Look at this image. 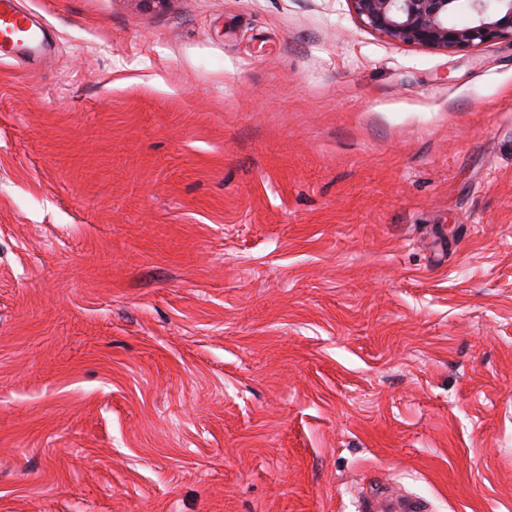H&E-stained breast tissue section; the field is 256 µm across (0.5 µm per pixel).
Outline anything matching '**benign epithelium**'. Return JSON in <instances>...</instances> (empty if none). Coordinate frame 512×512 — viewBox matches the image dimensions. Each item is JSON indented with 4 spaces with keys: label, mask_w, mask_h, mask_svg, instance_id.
<instances>
[{
    "label": "benign epithelium",
    "mask_w": 512,
    "mask_h": 512,
    "mask_svg": "<svg viewBox=\"0 0 512 512\" xmlns=\"http://www.w3.org/2000/svg\"><path fill=\"white\" fill-rule=\"evenodd\" d=\"M358 19L394 41L453 52L512 42V0H470V20L449 22L458 0H350Z\"/></svg>",
    "instance_id": "7a95c632"
}]
</instances>
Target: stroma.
<instances>
[{"label": "stroma", "instance_id": "stroma-1", "mask_svg": "<svg viewBox=\"0 0 512 512\" xmlns=\"http://www.w3.org/2000/svg\"><path fill=\"white\" fill-rule=\"evenodd\" d=\"M17 6L0 512H512V43Z\"/></svg>", "mask_w": 512, "mask_h": 512}]
</instances>
